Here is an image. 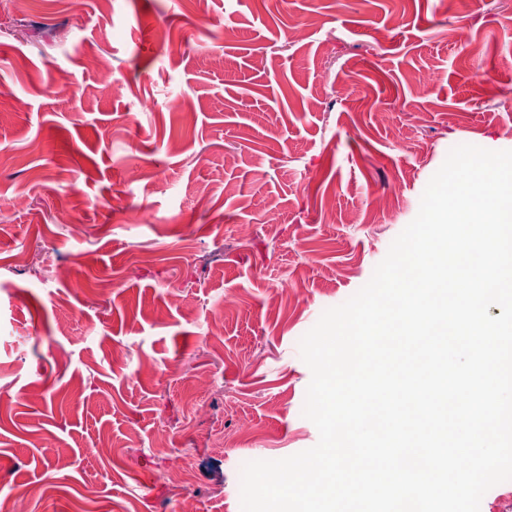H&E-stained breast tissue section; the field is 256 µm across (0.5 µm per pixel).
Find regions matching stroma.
Here are the masks:
<instances>
[{
  "label": "stroma",
  "instance_id": "obj_1",
  "mask_svg": "<svg viewBox=\"0 0 512 512\" xmlns=\"http://www.w3.org/2000/svg\"><path fill=\"white\" fill-rule=\"evenodd\" d=\"M0 86V489L38 488L30 512H241L244 463L319 439L302 336L454 146L512 150V0H29L0 9ZM188 434L177 487L155 442Z\"/></svg>",
  "mask_w": 512,
  "mask_h": 512
}]
</instances>
